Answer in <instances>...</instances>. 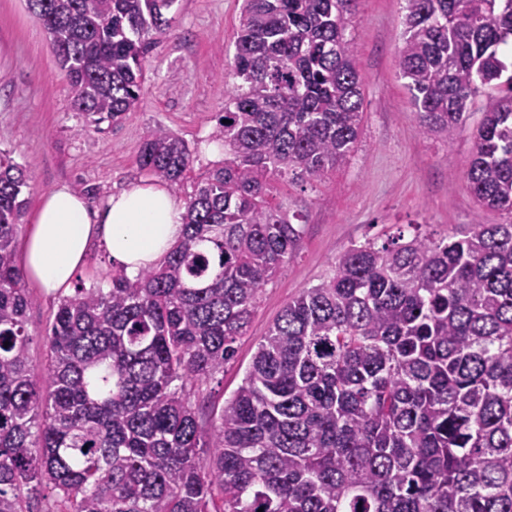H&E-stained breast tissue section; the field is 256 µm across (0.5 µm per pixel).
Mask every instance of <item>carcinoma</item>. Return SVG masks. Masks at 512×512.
<instances>
[{"label": "carcinoma", "mask_w": 512, "mask_h": 512, "mask_svg": "<svg viewBox=\"0 0 512 512\" xmlns=\"http://www.w3.org/2000/svg\"><path fill=\"white\" fill-rule=\"evenodd\" d=\"M355 2L243 0L224 166L157 266L59 302L40 381L16 262L26 174L0 151V512L47 491L46 512H512V0H404L398 56L431 136L494 100L461 181L507 222L350 246L283 308L216 423L197 420L195 385L302 237L273 183L320 181L357 147ZM174 3L27 0L97 123L136 107ZM189 164L165 128L139 155L176 191Z\"/></svg>", "instance_id": "cac0c4a2"}]
</instances>
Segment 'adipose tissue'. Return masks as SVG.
Returning <instances> with one entry per match:
<instances>
[{
    "label": "adipose tissue",
    "mask_w": 512,
    "mask_h": 512,
    "mask_svg": "<svg viewBox=\"0 0 512 512\" xmlns=\"http://www.w3.org/2000/svg\"><path fill=\"white\" fill-rule=\"evenodd\" d=\"M183 214L181 203L160 182L114 192L95 210L69 187L51 189L42 195L21 244L22 268L34 286L61 294L98 243L118 269L135 276L180 239Z\"/></svg>",
    "instance_id": "obj_1"
}]
</instances>
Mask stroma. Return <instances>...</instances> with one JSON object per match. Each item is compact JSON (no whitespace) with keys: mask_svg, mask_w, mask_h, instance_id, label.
I'll use <instances>...</instances> for the list:
<instances>
[{"mask_svg":"<svg viewBox=\"0 0 512 512\" xmlns=\"http://www.w3.org/2000/svg\"><path fill=\"white\" fill-rule=\"evenodd\" d=\"M243 0H177L172 30L149 54L134 112L116 123H94L71 105L49 37L27 0H0V150L24 165L27 201L19 236H26L42 193L60 184L81 193L90 207L112 191L148 182L139 151L160 127L182 138L191 153L176 197L186 201L223 157L211 156L215 116L224 109L234 35ZM404 0H357L349 27L364 88L361 140L350 161L320 182L279 183L273 194L286 215H299L303 235L294 257L263 289L247 333L223 372L203 385L202 426L218 417L240 385L259 342L284 306L302 289L332 275L337 257L354 244L412 237L416 225L444 234L460 225L499 224L497 211L478 208L454 179L467 168L475 127L490 101L477 96L454 139L425 134L399 75ZM29 363L42 371L44 336L60 298L30 289Z\"/></svg>","mask_w":512,"mask_h":512,"instance_id":"stroma-1","label":"stroma"}]
</instances>
